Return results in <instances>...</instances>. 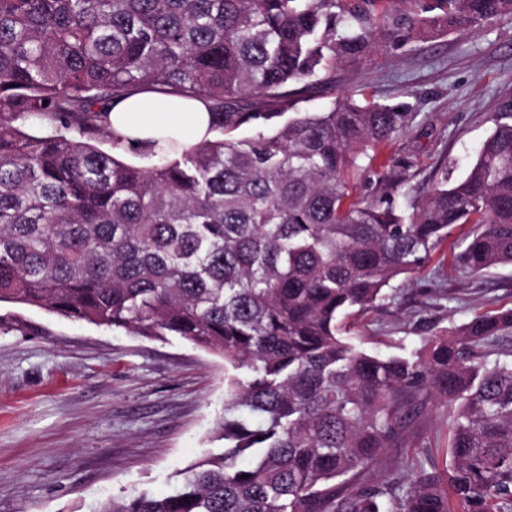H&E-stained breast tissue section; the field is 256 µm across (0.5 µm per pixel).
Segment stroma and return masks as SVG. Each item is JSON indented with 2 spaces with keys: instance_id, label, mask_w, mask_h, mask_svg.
I'll return each instance as SVG.
<instances>
[{
  "instance_id": "obj_1",
  "label": "stroma",
  "mask_w": 512,
  "mask_h": 512,
  "mask_svg": "<svg viewBox=\"0 0 512 512\" xmlns=\"http://www.w3.org/2000/svg\"><path fill=\"white\" fill-rule=\"evenodd\" d=\"M373 42L360 62L337 65L333 82L311 90L300 110L345 95L409 103L415 131L384 145L383 157L413 161L417 193L439 169L464 176L500 100L512 96V17L410 39L379 28ZM455 244L445 241L396 300L350 318L361 348L401 354L475 314L512 308V265L466 277L450 263ZM223 409V359L181 337L0 305V512H93L120 492H170L178 472L223 450ZM451 423L448 408L432 407L406 447L388 450L378 478L406 482L417 464L445 471Z\"/></svg>"
}]
</instances>
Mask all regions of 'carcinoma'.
Segmentation results:
<instances>
[{
    "instance_id": "cac0c4a2",
    "label": "carcinoma",
    "mask_w": 512,
    "mask_h": 512,
    "mask_svg": "<svg viewBox=\"0 0 512 512\" xmlns=\"http://www.w3.org/2000/svg\"><path fill=\"white\" fill-rule=\"evenodd\" d=\"M370 16L348 0H0V303L145 337L179 336L224 359V451L174 489L97 512H512V308L404 354L354 346L341 321L372 310L454 230L461 274L512 264V98L465 176L413 194L378 148L413 131L407 103L297 94L373 32L471 30L512 0H430ZM139 92L201 102L213 137L112 133ZM247 129L251 135L241 138ZM109 139L112 149L99 143ZM141 164L124 161L128 153ZM379 191L355 199L350 177ZM455 411L445 477L361 478L427 399Z\"/></svg>"
}]
</instances>
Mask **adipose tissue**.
Returning a JSON list of instances; mask_svg holds the SVG:
<instances>
[{
  "label": "adipose tissue",
  "instance_id": "1",
  "mask_svg": "<svg viewBox=\"0 0 512 512\" xmlns=\"http://www.w3.org/2000/svg\"><path fill=\"white\" fill-rule=\"evenodd\" d=\"M209 120L200 102L154 93L132 95L116 103L110 114L113 131L133 142L173 131L185 142L197 143L207 137Z\"/></svg>",
  "mask_w": 512,
  "mask_h": 512
}]
</instances>
